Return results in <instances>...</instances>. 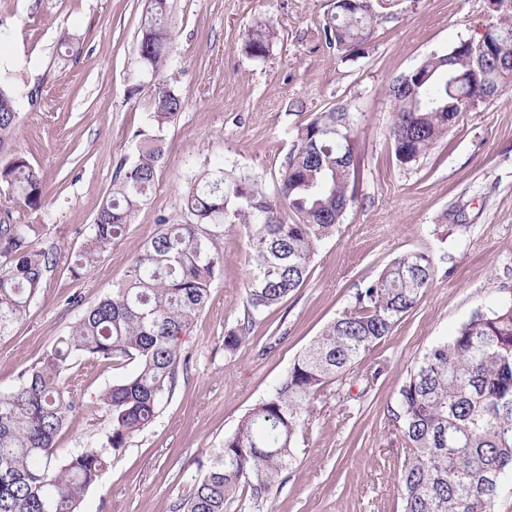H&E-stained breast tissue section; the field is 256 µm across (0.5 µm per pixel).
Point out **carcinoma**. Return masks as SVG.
I'll list each match as a JSON object with an SVG mask.
<instances>
[{
    "label": "carcinoma",
    "instance_id": "1",
    "mask_svg": "<svg viewBox=\"0 0 512 512\" xmlns=\"http://www.w3.org/2000/svg\"><path fill=\"white\" fill-rule=\"evenodd\" d=\"M167 0H150L139 56L153 73L167 64L172 34L165 23ZM374 9L335 11L322 23L325 43L347 58L371 38ZM278 38L270 20L245 34L244 50L264 59ZM470 52L455 44L419 69L416 90H401L403 77L388 84L393 106L389 135L396 160L418 162L447 136L465 112H481L512 87V7ZM148 131L138 157L115 178L100 206L93 234L71 265L79 278L148 201L164 154L163 130L181 109V98L158 82L151 86ZM19 112L11 90L0 84V188L9 200L32 210L45 205L42 180L14 146ZM361 158L347 112L331 108L298 127L296 144L281 162L277 196L258 180L222 167L205 169L184 198L186 217L163 219L140 247L125 283L83 309L66 336L38 362L23 369L17 388L0 395V512H78L86 489L100 479L99 448L59 456L55 438L77 408L64 376L74 361L136 364L127 378L100 396L112 416L108 444L118 450L152 423L162 399L187 363L180 338L205 309L221 256L213 228L245 229L249 272L242 317L224 336L232 352L271 308L305 282L318 245L331 237L357 200ZM287 205L294 219L287 221ZM27 224H0V337L26 315L53 264L35 249ZM434 257L404 254L389 264L298 356L266 398L239 421L214 449L205 475L177 506L178 512H225L248 486L266 500L296 461L299 437L309 427L315 401L354 372L361 359L389 336L432 285ZM394 426L408 449L398 469L403 512H494L512 479V298L499 297L473 312L455 332L432 344L410 368L398 392Z\"/></svg>",
    "mask_w": 512,
    "mask_h": 512
}]
</instances>
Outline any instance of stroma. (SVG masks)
Wrapping results in <instances>:
<instances>
[{"label":"stroma","instance_id":"obj_1","mask_svg":"<svg viewBox=\"0 0 512 512\" xmlns=\"http://www.w3.org/2000/svg\"><path fill=\"white\" fill-rule=\"evenodd\" d=\"M148 0H0V79L18 98L15 144L40 173L43 208L0 204V224H31L33 244L53 254L26 316L0 338V395L67 335L82 306L122 285L137 250L180 214L190 178L213 164L277 191L280 163L297 129L344 108L361 155L358 200L324 241L303 286L266 313L235 353L224 335L242 315L248 242L236 224L218 228L222 257L205 309L181 340L188 357L154 421L118 452L101 393L131 373L77 360L67 386L78 402L55 439L64 455L106 452L100 481L79 512H176L215 448L282 379L294 359L394 258L437 256L434 282L358 372H377L370 391L347 377L316 401L295 463L266 501L238 493L227 512H401L394 467L406 455L392 425L399 388L437 339L476 309L512 297V88L483 112L464 113L418 163L404 166L389 138L387 85L428 56L478 40L495 20L486 0H396L380 10L364 49L340 59L320 33L332 0H168L173 35L161 82L182 100L163 131L165 155L147 204L126 236L81 278L68 266L121 163L137 158L150 112L151 75L138 45ZM278 39L265 60L244 49L258 18ZM462 221L448 219L450 211ZM80 305H72V298ZM353 413L342 416L340 405Z\"/></svg>","mask_w":512,"mask_h":512}]
</instances>
